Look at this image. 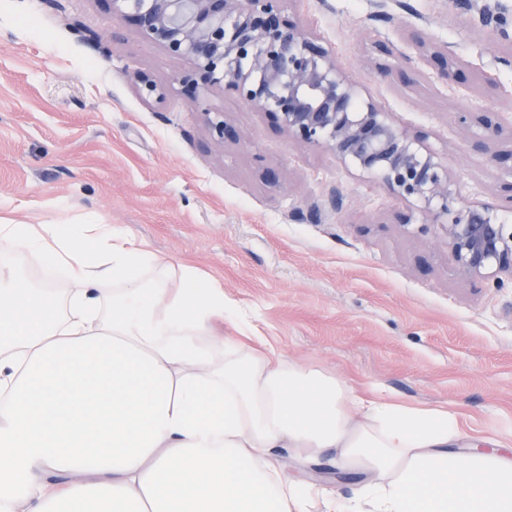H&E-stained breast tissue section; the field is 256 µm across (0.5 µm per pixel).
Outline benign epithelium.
<instances>
[{"mask_svg": "<svg viewBox=\"0 0 512 512\" xmlns=\"http://www.w3.org/2000/svg\"><path fill=\"white\" fill-rule=\"evenodd\" d=\"M112 15L130 19L146 39L194 70L179 83L187 88L227 87L247 109L274 114L280 128L300 144L324 146L342 162L377 176L403 200H414L443 226L459 272L500 288L512 278V225L501 224L488 204L463 201L438 156L417 145L375 101L338 67L331 49L285 15V0H105ZM398 52L412 69L440 61L434 74L448 82L453 59L420 30ZM140 94L160 100L163 90L146 74L136 77ZM211 136L236 138L222 112H204ZM482 142L496 143L503 127L479 120Z\"/></svg>", "mask_w": 512, "mask_h": 512, "instance_id": "benign-epithelium-1", "label": "benign epithelium"}]
</instances>
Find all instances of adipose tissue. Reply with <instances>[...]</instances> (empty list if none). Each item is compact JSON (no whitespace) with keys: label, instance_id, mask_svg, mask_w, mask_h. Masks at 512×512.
Returning <instances> with one entry per match:
<instances>
[{"label":"adipose tissue","instance_id":"obj_1","mask_svg":"<svg viewBox=\"0 0 512 512\" xmlns=\"http://www.w3.org/2000/svg\"><path fill=\"white\" fill-rule=\"evenodd\" d=\"M0 248L68 284L0 263V512H512V456L459 452L456 414L287 363L132 232L0 224ZM280 448L361 474L355 496L284 477ZM12 263L22 270L24 275L31 281H50L54 284L55 288H67L68 285L63 276L59 272H53L46 269L47 274H39L38 268L43 266L40 259L32 254L27 253H14L11 255Z\"/></svg>","mask_w":512,"mask_h":512}]
</instances>
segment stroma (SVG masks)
I'll return each instance as SVG.
<instances>
[{
  "label": "stroma",
  "instance_id": "35a3bbf8",
  "mask_svg": "<svg viewBox=\"0 0 512 512\" xmlns=\"http://www.w3.org/2000/svg\"><path fill=\"white\" fill-rule=\"evenodd\" d=\"M286 0L363 95L436 153L459 197L512 225V160L491 161L471 106L512 124V68L480 11L512 0ZM459 59L449 85L384 78L412 29ZM101 46H94V38ZM189 59L113 17L105 0H0V220L129 228L172 267L214 279L286 359L361 392L456 413L465 441L512 455V286L462 275L442 226L329 149L300 144L228 89L198 102ZM143 72L165 92L142 99ZM225 113L214 140L204 110ZM343 194L331 209L332 190ZM284 476L351 495L358 474L279 452Z\"/></svg>",
  "mask_w": 512,
  "mask_h": 512
}]
</instances>
